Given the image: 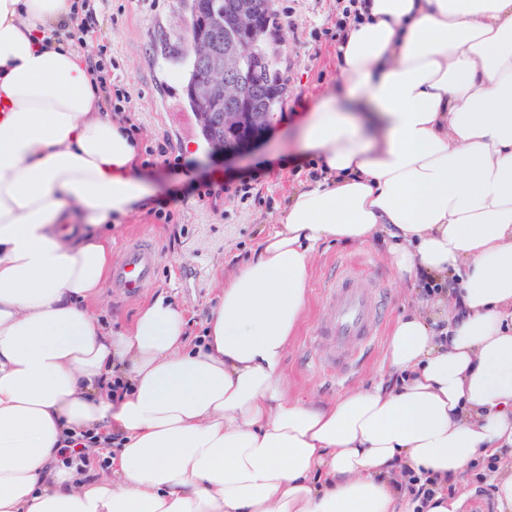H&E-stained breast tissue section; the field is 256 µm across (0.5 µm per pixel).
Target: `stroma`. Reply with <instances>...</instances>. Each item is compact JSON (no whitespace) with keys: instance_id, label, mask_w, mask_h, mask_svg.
<instances>
[{"instance_id":"stroma-1","label":"stroma","mask_w":512,"mask_h":512,"mask_svg":"<svg viewBox=\"0 0 512 512\" xmlns=\"http://www.w3.org/2000/svg\"><path fill=\"white\" fill-rule=\"evenodd\" d=\"M188 0H109L92 41L108 47L117 75L130 92L125 109L138 130L139 171L154 194L150 209L133 214L112 240V258L135 240L155 250V274L139 297L127 299L104 285L95 306L99 319L129 323L157 294L182 304L190 342H197L217 296L214 282L245 263L260 238L271 230L289 194L309 175L297 149V122L336 82L337 0H270L275 23L265 40L281 60L284 90L265 139L238 161L215 155L204 140L185 92L192 58ZM166 152H158L159 144ZM223 182L227 194L212 197L210 182ZM165 218H158L157 210ZM342 271L384 290L387 316L371 349L358 351L350 368L332 363L314 342L323 313L328 279ZM421 289L401 281L380 246L329 244L310 271L306 307L283 366L291 394L326 402L397 376L384 360L387 332L412 309ZM494 469L476 480L464 470L450 481V495L469 493L468 512H498L492 483Z\"/></svg>"}]
</instances>
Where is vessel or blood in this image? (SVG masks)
Wrapping results in <instances>:
<instances>
[{"label":"vessel or blood","mask_w":512,"mask_h":512,"mask_svg":"<svg viewBox=\"0 0 512 512\" xmlns=\"http://www.w3.org/2000/svg\"><path fill=\"white\" fill-rule=\"evenodd\" d=\"M154 273V254L144 243L129 245L123 259L112 267V286L122 295H140ZM381 297L350 274L332 277L318 334L332 358L349 362L352 345H366L377 334Z\"/></svg>","instance_id":"vessel-or-blood-1"}]
</instances>
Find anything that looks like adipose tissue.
Masks as SVG:
<instances>
[{
	"label": "adipose tissue",
	"instance_id": "1",
	"mask_svg": "<svg viewBox=\"0 0 512 512\" xmlns=\"http://www.w3.org/2000/svg\"><path fill=\"white\" fill-rule=\"evenodd\" d=\"M71 5L0 0V512H409L402 466L512 455V0H359L300 127L315 174L192 347L165 296L119 329L88 310L152 191L55 35ZM377 239L459 288L394 324L398 389L303 404L283 361L315 257ZM85 431L122 438L89 483L58 457Z\"/></svg>",
	"mask_w": 512,
	"mask_h": 512
}]
</instances>
